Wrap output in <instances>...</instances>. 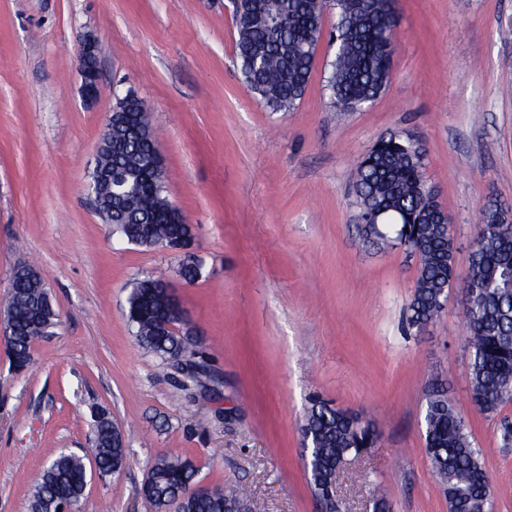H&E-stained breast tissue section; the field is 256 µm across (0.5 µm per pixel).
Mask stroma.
Masks as SVG:
<instances>
[{
    "label": "stroma",
    "mask_w": 512,
    "mask_h": 512,
    "mask_svg": "<svg viewBox=\"0 0 512 512\" xmlns=\"http://www.w3.org/2000/svg\"><path fill=\"white\" fill-rule=\"evenodd\" d=\"M394 68L368 107L330 104L321 39L307 91L274 112L243 83L224 0H0V306L34 265L58 314L32 362L0 341V512H28L32 474L82 452L91 413L121 427L125 468L88 481L79 512H155L140 494L152 461L178 453L201 485L241 487L248 512H321L301 426L313 397L372 422L377 444L340 479V512H448L425 441V393L446 383L481 448L495 512H512V446L470 396L464 294L408 326L418 260L362 245L352 172L380 138L412 134L446 207L465 275L488 198L512 207V0H395ZM98 41L101 90L82 96V35ZM154 112L166 195L191 224L183 253L121 240L89 194L117 97ZM163 280L203 374L137 344L126 298Z\"/></svg>",
    "instance_id": "1"
}]
</instances>
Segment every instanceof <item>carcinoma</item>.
<instances>
[{"mask_svg": "<svg viewBox=\"0 0 512 512\" xmlns=\"http://www.w3.org/2000/svg\"><path fill=\"white\" fill-rule=\"evenodd\" d=\"M239 0L235 54L245 86L272 110L289 112L309 85L326 12L336 14L335 49L326 80L330 103L357 110L387 87L394 54L392 0ZM114 121L105 132L89 182L99 185L96 209L127 242L151 247L180 243L191 225L165 196V173L150 170L154 151L151 112L136 96L119 97ZM354 192L357 220L379 212L380 230L356 225L370 245L418 243L416 286L407 310L408 325L422 328L442 313L455 269V237L445 234L444 206L425 178L422 151L402 133L379 139L358 163ZM472 297L465 310L469 332L471 399L495 417L512 403V224L493 206L482 210L465 274ZM35 269L18 276L5 303L9 344L25 364L34 343L51 334L57 313L41 288ZM128 320L139 345L163 361L196 356L188 334L177 328L172 303L161 280L138 279L127 298ZM426 447L431 466L448 497V512H493L490 480L482 451L457 408L432 386L426 393ZM302 432L309 442V481L315 494L336 483L338 462L375 443V433L356 417L320 398L311 401ZM91 447L106 477L122 470L126 448L112 436L110 417L93 415ZM85 457L61 450L34 483L30 512H49L56 502L77 509L84 498ZM198 470L179 454L157 456L150 466L152 506L177 502L178 512H232L236 498L222 489L197 494Z\"/></svg>", "mask_w": 512, "mask_h": 512, "instance_id": "cac0c4a2", "label": "carcinoma"}]
</instances>
